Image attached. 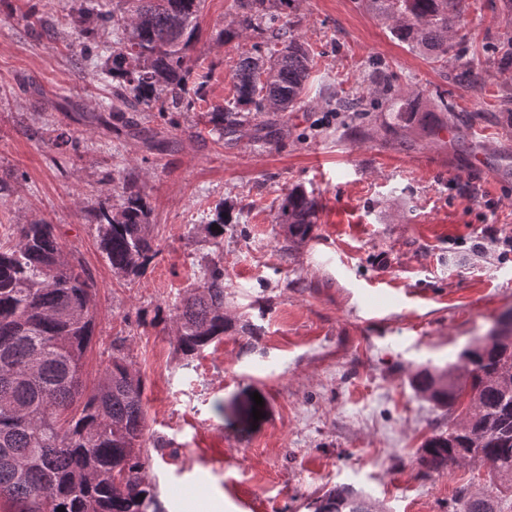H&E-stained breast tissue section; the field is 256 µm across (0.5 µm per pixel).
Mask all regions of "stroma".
Segmentation results:
<instances>
[{"label": "stroma", "mask_w": 512, "mask_h": 512, "mask_svg": "<svg viewBox=\"0 0 512 512\" xmlns=\"http://www.w3.org/2000/svg\"><path fill=\"white\" fill-rule=\"evenodd\" d=\"M72 0H0V240L15 225L53 224L68 257L96 282V329L84 378L115 337L145 383L149 475L165 512H306L336 485L364 491L386 512H454L461 491L488 486V470L464 464L427 471L424 440L448 415L412 386L512 310V257L486 229L512 235V38L506 0H480L450 36L477 87L454 82L393 38L368 0H294V32L316 55L304 107L262 112L232 136L205 122L210 104L232 96L231 67L261 42L217 34L232 0H205L191 54L209 73L204 101L168 122L141 112V133L116 134L99 120L111 87L80 75ZM373 76L420 95V121L391 131L392 114L351 119L352 98ZM445 97L463 112L452 125ZM72 137L66 151L49 139ZM486 167L478 169L476 158ZM132 180L151 207L159 253L142 275L113 274L91 215L115 184ZM296 187L318 202L311 238L283 250L278 208ZM223 204L233 216L221 244L195 232ZM224 265V311L235 327L192 359L175 322L158 308L195 283L210 259ZM260 331L253 347L239 327ZM264 418L245 421L253 393Z\"/></svg>", "instance_id": "35a3bbf8"}]
</instances>
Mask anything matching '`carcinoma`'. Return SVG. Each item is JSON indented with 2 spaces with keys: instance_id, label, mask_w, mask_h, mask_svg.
Wrapping results in <instances>:
<instances>
[{
  "instance_id": "carcinoma-1",
  "label": "carcinoma",
  "mask_w": 512,
  "mask_h": 512,
  "mask_svg": "<svg viewBox=\"0 0 512 512\" xmlns=\"http://www.w3.org/2000/svg\"><path fill=\"white\" fill-rule=\"evenodd\" d=\"M78 0L71 22L95 76L113 82L112 128L132 129L136 112H188L205 98L208 75L189 51L197 39L203 0ZM291 0H233L234 20L217 34L228 44L248 32L266 33L232 66L235 94L214 103L207 124L232 134L254 112H295L307 96L317 63L293 35L284 9ZM391 34L434 61L448 60V34L469 8L467 0H372ZM112 28V43L97 40ZM399 121L415 117L414 94L384 82L375 89ZM317 201L295 189L276 222L289 242L311 237ZM147 195L125 182L118 201L103 203L93 220L100 252L124 279L141 275L157 256ZM224 205L201 225L220 244ZM95 280L80 261H66L55 226L19 224L0 243V501L10 512H163L147 474L144 382L112 340L98 381L87 387L85 359L95 323ZM176 345L193 358L224 337V266L212 260L197 285L172 302ZM415 390L448 411V430L429 437L420 459L431 471L451 463L486 465L489 489L460 494L456 512H512V343L469 346L443 367H426ZM312 512H383L369 495L335 486L307 504Z\"/></svg>"
}]
</instances>
